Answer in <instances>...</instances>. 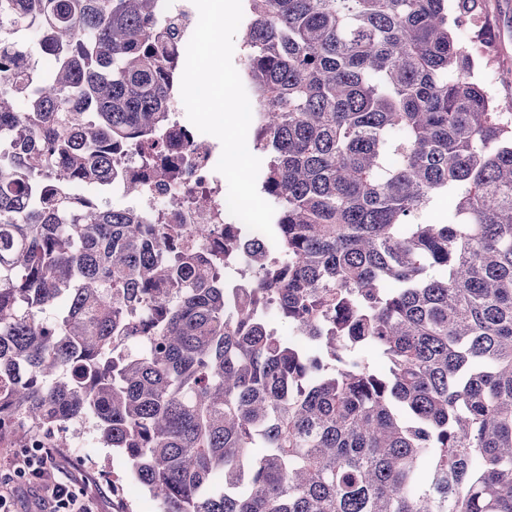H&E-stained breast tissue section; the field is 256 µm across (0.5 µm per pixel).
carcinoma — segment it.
<instances>
[{
    "label": "carcinoma",
    "mask_w": 512,
    "mask_h": 512,
    "mask_svg": "<svg viewBox=\"0 0 512 512\" xmlns=\"http://www.w3.org/2000/svg\"><path fill=\"white\" fill-rule=\"evenodd\" d=\"M154 2L0 0V446L91 418L160 512H512V102L459 36L481 0H246L253 272L196 249L208 224L54 191L137 192L123 149L186 144L160 143L184 53ZM237 246L238 257L241 261L242 258L247 260L249 254L253 255L251 258L254 259L261 250L270 249L271 243L265 234L253 230L249 237L237 241Z\"/></svg>",
    "instance_id": "cac0c4a2"
}]
</instances>
